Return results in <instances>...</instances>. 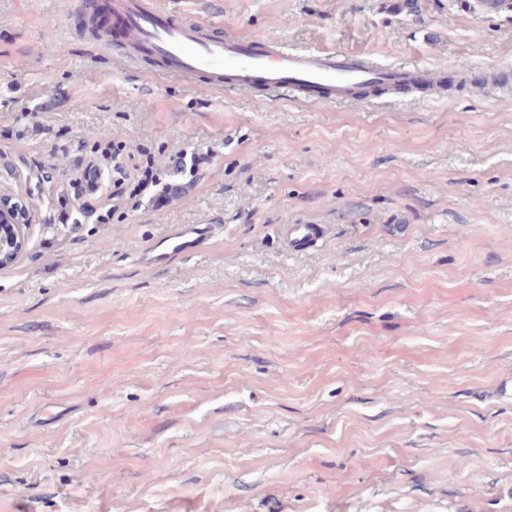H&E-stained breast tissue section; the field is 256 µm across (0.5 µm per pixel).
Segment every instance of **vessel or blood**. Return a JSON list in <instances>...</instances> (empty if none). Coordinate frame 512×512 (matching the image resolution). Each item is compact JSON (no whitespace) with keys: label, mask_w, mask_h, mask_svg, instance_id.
Masks as SVG:
<instances>
[{"label":"vessel or blood","mask_w":512,"mask_h":512,"mask_svg":"<svg viewBox=\"0 0 512 512\" xmlns=\"http://www.w3.org/2000/svg\"><path fill=\"white\" fill-rule=\"evenodd\" d=\"M112 47L117 57L135 63L150 54L162 64L163 77L190 88L230 89L306 106L366 105L399 94L442 88L441 70L421 63L383 64L364 53L341 48L291 47L287 42L220 34L216 22L179 19L156 0H114ZM317 224H290L291 250L303 251L321 237ZM202 232L194 226L171 234L151 260L198 249Z\"/></svg>","instance_id":"b4317fda"}]
</instances>
